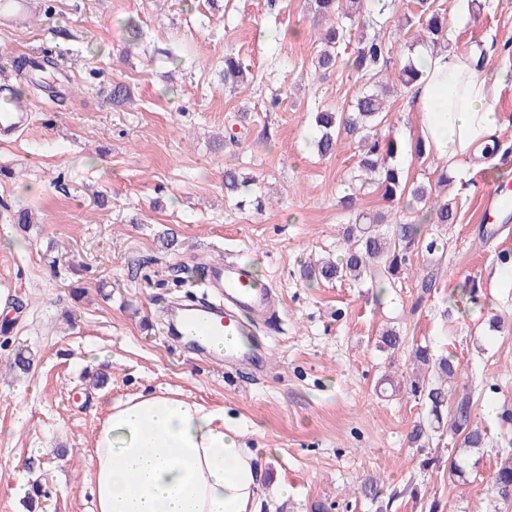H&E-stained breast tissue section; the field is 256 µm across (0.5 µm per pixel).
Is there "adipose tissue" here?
Wrapping results in <instances>:
<instances>
[{"label":"adipose tissue","mask_w":512,"mask_h":512,"mask_svg":"<svg viewBox=\"0 0 512 512\" xmlns=\"http://www.w3.org/2000/svg\"><path fill=\"white\" fill-rule=\"evenodd\" d=\"M411 110L427 150L447 164L484 147L501 120L485 73L418 52ZM96 512H258L256 449L220 410L168 392L112 404L89 455Z\"/></svg>","instance_id":"obj_1"}]
</instances>
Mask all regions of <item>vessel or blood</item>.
<instances>
[{
  "label": "vessel or blood",
  "instance_id": "obj_1",
  "mask_svg": "<svg viewBox=\"0 0 512 512\" xmlns=\"http://www.w3.org/2000/svg\"><path fill=\"white\" fill-rule=\"evenodd\" d=\"M28 113L19 108L0 111V138L19 131L26 123ZM512 209V186L501 184L485 190L481 203V219L493 222L497 213ZM207 285L217 298L215 306L198 309L187 317L182 329L187 332L193 345L204 348L211 338L237 336L245 331L241 316L248 315L262 321L272 314L274 298L270 289L255 287L250 276L236 260L227 259L210 264ZM225 362L239 363L253 372H262L266 357L260 350L230 345L224 349Z\"/></svg>",
  "mask_w": 512,
  "mask_h": 512
}]
</instances>
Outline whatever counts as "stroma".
Returning <instances> with one entry per match:
<instances>
[{"mask_svg": "<svg viewBox=\"0 0 512 512\" xmlns=\"http://www.w3.org/2000/svg\"><path fill=\"white\" fill-rule=\"evenodd\" d=\"M27 2L0 15V86L32 111L0 143V512H94L88 457L107 403L164 389L224 409L260 449L259 512H428L433 501L438 512H493L486 488L512 450V274L499 261L512 253V218L480 222L490 172L459 161L440 192L454 223L433 225L435 253L413 255L394 286L307 284L304 265L336 256L354 220L338 200L359 158L350 137L318 157L315 113L348 108L370 84L342 62L316 69L327 22L309 0ZM435 5L448 53L486 56L504 161L512 0ZM415 12L396 0L380 18L391 74L426 43L418 23H401ZM20 55L55 59L48 88L19 79ZM228 55L251 76L234 90L221 84ZM228 167L255 179L263 212L225 198ZM227 256L276 298L250 335L267 357L257 376L165 327L166 309ZM424 276L436 282L427 296ZM391 328L396 352L379 341ZM423 342L452 356L453 387L471 393L489 435L464 485L448 477L460 436L409 440L427 415L408 389ZM19 349L35 365L17 376ZM369 477L382 487L374 500L361 492ZM36 482L37 506L11 493Z\"/></svg>", "mask_w": 512, "mask_h": 512, "instance_id": "35a3bbf8", "label": "stroma"}]
</instances>
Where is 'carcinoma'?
Segmentation results:
<instances>
[{
    "instance_id": "obj_1",
    "label": "carcinoma",
    "mask_w": 512,
    "mask_h": 512,
    "mask_svg": "<svg viewBox=\"0 0 512 512\" xmlns=\"http://www.w3.org/2000/svg\"><path fill=\"white\" fill-rule=\"evenodd\" d=\"M350 7L339 10L340 0H312L316 18H336V24L321 34L324 47L317 55V67L328 70L336 65L340 49L357 35V48L349 58V67L364 73L378 82L386 84L389 78L383 76L384 64L390 48L378 34L368 35L367 29L374 27L379 20L368 10L369 0H348ZM418 20L428 34L435 39L448 36V20L434 9L431 0H417ZM56 62L48 57L35 63L25 57L14 61L15 71L20 79L33 82V72L53 69ZM245 67L238 58H224V83H235L244 78ZM386 122L383 115V102L373 90L358 95L351 109L344 112H319L315 117L318 135L313 141L316 152L321 157L336 152L338 139L347 135L358 139L360 158L358 168L365 173L378 175L377 191L388 202L403 201L406 207L430 202L425 224H451L455 220L452 206L437 197L423 185L410 184L400 169L389 164L398 152L399 141L388 134L381 135L379 127ZM247 181L239 178L236 171H224V189L228 194H238ZM384 218L378 216L365 224H351L344 229L341 258L336 261H318L303 269L307 281L333 282L365 278L370 282L384 279L394 282L401 268L407 265L410 256L423 249L434 250L437 241L427 239L422 232L424 224H397L385 233L379 229ZM416 372L410 382V391L422 397L428 406V416L414 425L410 440L416 444L428 445L435 437L444 435L449 429L462 436L461 451H474L483 447L485 433L473 424V401L469 394L462 396L453 407H448V387L445 380L456 374L453 359H434L425 347L415 349ZM488 494L503 507L512 506V456H505L496 467Z\"/></svg>"
}]
</instances>
